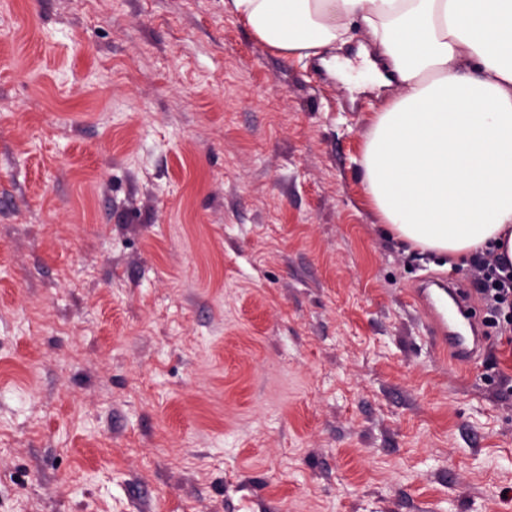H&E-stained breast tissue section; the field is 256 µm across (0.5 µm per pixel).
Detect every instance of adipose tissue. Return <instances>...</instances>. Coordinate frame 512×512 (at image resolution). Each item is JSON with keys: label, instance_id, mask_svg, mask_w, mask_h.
Wrapping results in <instances>:
<instances>
[{"label": "adipose tissue", "instance_id": "ef3b65f1", "mask_svg": "<svg viewBox=\"0 0 512 512\" xmlns=\"http://www.w3.org/2000/svg\"><path fill=\"white\" fill-rule=\"evenodd\" d=\"M284 57L317 58L361 88L402 93L377 113L363 182L399 241L451 258L485 250L512 271V0H224ZM381 55L339 57L351 21Z\"/></svg>", "mask_w": 512, "mask_h": 512}]
</instances>
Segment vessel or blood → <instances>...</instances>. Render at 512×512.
<instances>
[{"instance_id": "obj_1", "label": "vessel or blood", "mask_w": 512, "mask_h": 512, "mask_svg": "<svg viewBox=\"0 0 512 512\" xmlns=\"http://www.w3.org/2000/svg\"><path fill=\"white\" fill-rule=\"evenodd\" d=\"M432 311L433 344L439 354L450 355L456 363L471 364L478 352L476 322L467 314L459 290H449L447 298H425Z\"/></svg>"}]
</instances>
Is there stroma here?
Listing matches in <instances>:
<instances>
[{
	"label": "stroma",
	"instance_id": "obj_1",
	"mask_svg": "<svg viewBox=\"0 0 512 512\" xmlns=\"http://www.w3.org/2000/svg\"><path fill=\"white\" fill-rule=\"evenodd\" d=\"M353 93L224 0H0V512H512V342L440 357Z\"/></svg>",
	"mask_w": 512,
	"mask_h": 512
}]
</instances>
